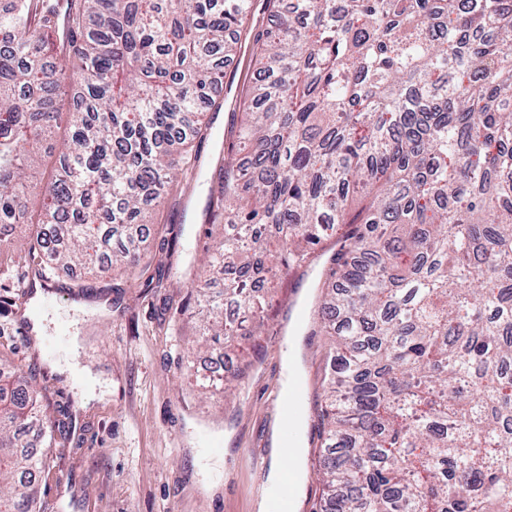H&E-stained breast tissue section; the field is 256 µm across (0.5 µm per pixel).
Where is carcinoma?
<instances>
[{"mask_svg": "<svg viewBox=\"0 0 512 512\" xmlns=\"http://www.w3.org/2000/svg\"><path fill=\"white\" fill-rule=\"evenodd\" d=\"M266 0L262 79L243 95L209 266L235 336L268 276L332 250L311 334L326 355L317 512H512V0ZM252 0H13L0 11V224L90 272L139 264L150 223L203 135L211 51L237 53ZM84 96L68 112L67 69ZM67 118L29 211L24 170ZM43 397L0 368V512H40L20 432Z\"/></svg>", "mask_w": 512, "mask_h": 512, "instance_id": "carcinoma-1", "label": "carcinoma"}]
</instances>
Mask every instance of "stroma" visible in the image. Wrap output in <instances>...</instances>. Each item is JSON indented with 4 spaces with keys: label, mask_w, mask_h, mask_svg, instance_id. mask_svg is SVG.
Returning <instances> with one entry per match:
<instances>
[{
    "label": "stroma",
    "mask_w": 512,
    "mask_h": 512,
    "mask_svg": "<svg viewBox=\"0 0 512 512\" xmlns=\"http://www.w3.org/2000/svg\"><path fill=\"white\" fill-rule=\"evenodd\" d=\"M252 52V30L241 31L239 56L224 66L220 104L202 116L209 134L194 143L198 177L180 182L144 227L141 271L118 288L112 276L79 267L47 271L51 287H80L78 300L94 309L78 313L64 299L45 327L65 321L82 336L77 349L61 351L58 359L111 379L104 402L80 406L78 388L17 333L29 298L15 281L28 270L30 230L15 225L0 236V359L22 379L36 380L54 425L36 478L41 512H256L255 491L272 462H291L271 453L279 438L272 394L286 377L290 320L314 311L313 283L324 262L310 273L309 288L280 278L236 395L208 384L236 368L234 354H221L206 334L205 298L222 294L224 279L206 273L202 259L224 232L216 200L225 135L246 119L242 92L257 76ZM170 234L172 250L162 252L160 242ZM327 344V337L307 336L301 345L307 395L300 512H312L321 488L312 434ZM258 448L265 449L264 460H253Z\"/></svg>",
    "instance_id": "1"
}]
</instances>
